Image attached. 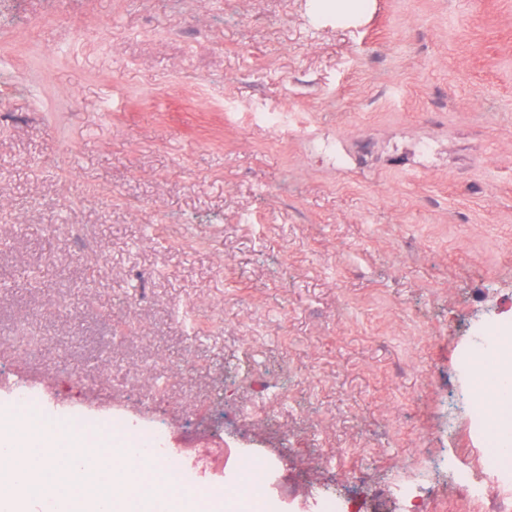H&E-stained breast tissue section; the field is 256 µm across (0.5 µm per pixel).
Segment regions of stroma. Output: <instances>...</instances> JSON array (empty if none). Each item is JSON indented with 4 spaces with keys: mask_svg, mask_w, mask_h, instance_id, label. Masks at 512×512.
<instances>
[{
    "mask_svg": "<svg viewBox=\"0 0 512 512\" xmlns=\"http://www.w3.org/2000/svg\"><path fill=\"white\" fill-rule=\"evenodd\" d=\"M502 316L512 0H0V337L43 338L0 404L263 458L273 512H479L459 356Z\"/></svg>",
    "mask_w": 512,
    "mask_h": 512,
    "instance_id": "35a3bbf8",
    "label": "stroma"
}]
</instances>
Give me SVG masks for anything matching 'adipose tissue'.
<instances>
[{
    "instance_id": "adipose-tissue-1",
    "label": "adipose tissue",
    "mask_w": 512,
    "mask_h": 512,
    "mask_svg": "<svg viewBox=\"0 0 512 512\" xmlns=\"http://www.w3.org/2000/svg\"><path fill=\"white\" fill-rule=\"evenodd\" d=\"M499 331L502 340L481 353L469 386L482 401L484 425L493 432L496 451L512 456V325L502 324Z\"/></svg>"
}]
</instances>
